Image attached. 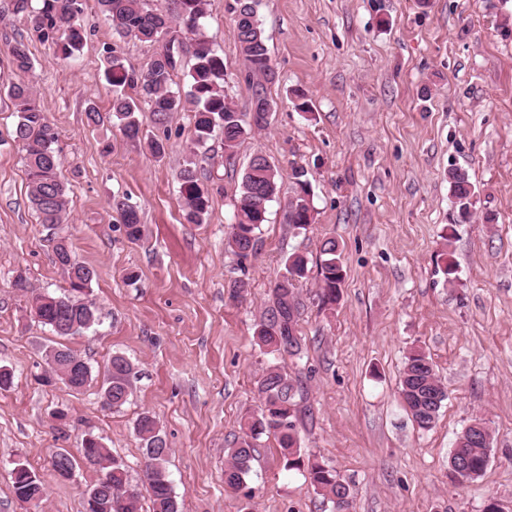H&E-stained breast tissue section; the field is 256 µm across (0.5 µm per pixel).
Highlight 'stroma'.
<instances>
[{"label": "stroma", "mask_w": 512, "mask_h": 512, "mask_svg": "<svg viewBox=\"0 0 512 512\" xmlns=\"http://www.w3.org/2000/svg\"><path fill=\"white\" fill-rule=\"evenodd\" d=\"M0 0V367L14 384L0 390V512H83L97 473L77 467L59 480L55 451L79 455L93 434L140 482L139 415L159 422L166 466L183 512H330L304 472L285 470L271 438L258 441L251 497L227 488V448L246 411L261 404L266 367L296 388L297 431L351 487L348 512H485L512 505V0H261L258 16L278 72L269 125L252 133L233 161L214 137L199 158L210 191L205 223L182 218L178 174L190 158V111L175 113L163 157L133 147L110 124L88 125L87 106L108 112L104 49L116 44L126 67L141 68L156 47L118 40L95 0L80 22L78 60L60 59ZM205 33L224 57V90L250 109L235 27L224 0H211ZM29 45L34 68L15 71L9 49ZM24 81L58 135L61 178L70 186L65 224L38 223L28 199L17 120L3 88ZM306 93L311 111L297 107ZM288 176L304 167L314 222L284 221V197L268 207L258 250L239 263L226 250L234 191L254 154ZM466 170L475 187L461 223L448 171ZM140 208L144 233L130 241L112 203ZM96 270L92 299L100 321L66 343L86 361L94 385L76 392L40 375L58 338L28 312L14 288L62 293L66 273L55 241ZM343 246L346 271L335 310L322 311L317 264L325 238ZM452 250L454 278L441 255ZM307 257L296 289L299 355H268L253 340L276 279L291 253ZM245 280L246 301L229 295ZM428 355L448 390L431 430L414 424L398 397L410 349ZM135 368L134 390L118 409L102 405L97 384L113 355ZM68 414L57 421L54 410ZM492 433L489 463L460 485L448 477L457 435L474 417ZM26 464L47 496L18 503L12 470Z\"/></svg>", "instance_id": "stroma-1"}]
</instances>
